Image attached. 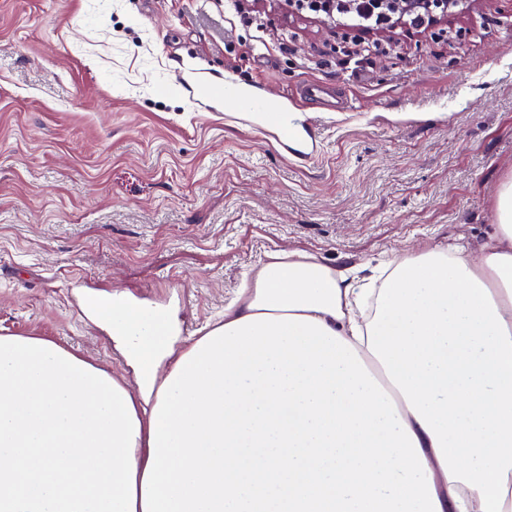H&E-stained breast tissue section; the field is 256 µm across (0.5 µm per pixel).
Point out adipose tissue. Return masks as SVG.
<instances>
[{"mask_svg": "<svg viewBox=\"0 0 512 512\" xmlns=\"http://www.w3.org/2000/svg\"><path fill=\"white\" fill-rule=\"evenodd\" d=\"M492 230L358 279L266 261L182 340L176 305L84 301L126 372L136 512H512V176Z\"/></svg>", "mask_w": 512, "mask_h": 512, "instance_id": "ef3b65f1", "label": "adipose tissue"}]
</instances>
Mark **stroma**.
<instances>
[{"label":"stroma","mask_w":512,"mask_h":512,"mask_svg":"<svg viewBox=\"0 0 512 512\" xmlns=\"http://www.w3.org/2000/svg\"><path fill=\"white\" fill-rule=\"evenodd\" d=\"M400 43L352 70L342 30L262 37L222 0H0V334L120 375L80 292L178 303L189 334L272 251L344 270L484 241L512 174V0ZM189 62L299 113L312 150L211 105ZM314 80L349 110L300 100Z\"/></svg>","instance_id":"stroma-1"}]
</instances>
